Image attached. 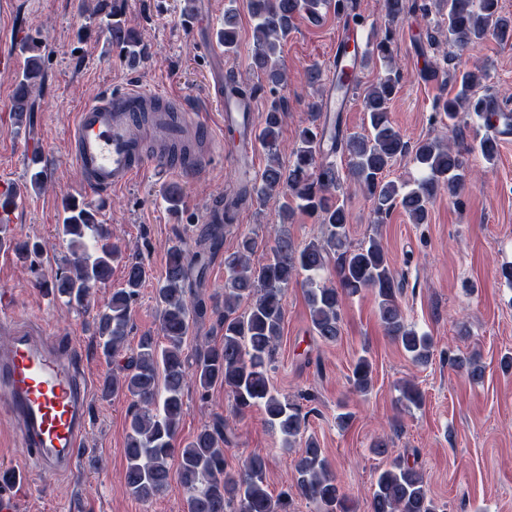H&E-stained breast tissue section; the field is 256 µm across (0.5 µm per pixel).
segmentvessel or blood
Here are the masks:
<instances>
[{"label": "vessel or blood", "mask_w": 512, "mask_h": 512, "mask_svg": "<svg viewBox=\"0 0 512 512\" xmlns=\"http://www.w3.org/2000/svg\"><path fill=\"white\" fill-rule=\"evenodd\" d=\"M224 127L235 134L245 169L254 167L255 105L236 83L223 80ZM153 92L131 87L101 95L75 115L70 146L88 187L106 193L129 184L146 164L169 166L164 146L179 140L183 127L206 128L202 114L180 108L158 110L154 136L160 151L144 149L135 128ZM89 388L71 353L47 337L16 332L0 348V411L13 421L31 461L45 472L71 470L89 425Z\"/></svg>", "instance_id": "vessel-or-blood-1"}]
</instances>
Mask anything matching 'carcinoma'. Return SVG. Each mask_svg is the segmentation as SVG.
Masks as SVG:
<instances>
[{
    "label": "carcinoma",
    "instance_id": "carcinoma-1",
    "mask_svg": "<svg viewBox=\"0 0 512 512\" xmlns=\"http://www.w3.org/2000/svg\"><path fill=\"white\" fill-rule=\"evenodd\" d=\"M248 6L256 20L250 69L262 76L272 91L286 81L282 45L296 15L304 13L318 24L323 12L331 9L337 15L351 17L356 26L363 24L360 15L354 13L353 0H249ZM384 7L391 21L412 11H428L427 4L420 5L417 0H384ZM438 14L444 27L437 33H426L427 47L434 52L443 43L464 51L490 36L501 43L512 42V17L502 14L499 0H438ZM105 17L112 45L133 64L144 59L146 49L139 33L123 18L120 8L112 5ZM236 24L234 9L224 10V27L217 30L216 38L226 52L237 47ZM41 48L42 41L32 35L21 37L25 58L12 101L20 126L33 122L37 102L32 89L43 78ZM376 59L386 63V72L367 90L363 100L369 116V134L344 133L339 114L333 125H327L322 121L319 104L314 102L293 148V164L286 170L278 162V135L285 105L272 98L258 134L268 157L260 177L239 183L234 195L224 199V223L207 225L196 251H191L181 236L168 245L165 269L156 289L159 333L164 343L150 333L141 336L136 350L119 371L105 376L100 388L104 398L121 393L131 400L125 481L137 499L151 501L159 497L176 478L186 490V512H293L288 493L274 497L268 492L261 457H251L239 472L228 468L224 445L230 439L224 434L223 418L204 426L191 440L176 442L184 389L190 377L203 398L214 387H224L237 414L254 406L263 408L285 446L291 448L297 442L301 445L295 464L298 494L314 505L315 512H351L318 441L306 435V416L287 397L275 393L269 383L267 365L282 333L285 291L290 283L304 276L312 328L326 343H334L341 336L343 298L362 291L372 292L380 325L415 364L424 366L429 362L434 340L407 323L398 300L401 281L380 241L371 237L355 248L348 245L347 212L335 197L343 175L329 157L338 152L349 157L348 178L372 200L377 215H387L399 206L415 224L427 223L432 200L444 189L456 193L467 176L461 155L443 140L426 139L412 146L394 128L388 105L398 92L400 72L392 66L389 38L372 44L365 51L361 66ZM335 67L334 88L348 91L357 86L358 73L339 61ZM459 75V91L436 105L440 118L448 119V131L455 132L464 105L467 111L484 118L487 125L500 119L512 131V113L491 112L493 97L474 96V88L482 80L480 71L464 68ZM479 150L487 163H494L499 135L482 138ZM410 153L419 165L420 177L413 188L406 190L385 179V172L396 158ZM250 199L276 205L282 219L297 210L307 212L325 226L326 236L299 248L279 231L271 245L256 235H242L236 250L224 257L227 278L224 312L220 314L224 327L222 344L201 346L190 357L185 354V345L193 322L205 318L210 310H218L216 305L208 306L195 285L200 283L211 255L221 246L223 231L234 223L237 210ZM63 209V223L58 225L57 233L69 241L71 257L65 268L40 285L64 299L68 306L86 310L92 290L110 281L112 266L123 260V252L112 240V230L98 222L94 210L70 202L64 203ZM266 249L271 251L267 262L252 267L250 258ZM332 254L337 255V284L318 285L315 276ZM124 267L125 286L112 292L109 303L94 318V338L108 362L124 351L133 306L151 274L141 260L128 259ZM244 298L250 304L240 313L239 301ZM460 365L470 380L483 378L484 368L477 356L461 359ZM372 374L371 360L359 356L350 377L352 389L368 392ZM371 510L443 512L431 496L417 462L401 456L378 471Z\"/></svg>",
    "mask_w": 512,
    "mask_h": 512
}]
</instances>
